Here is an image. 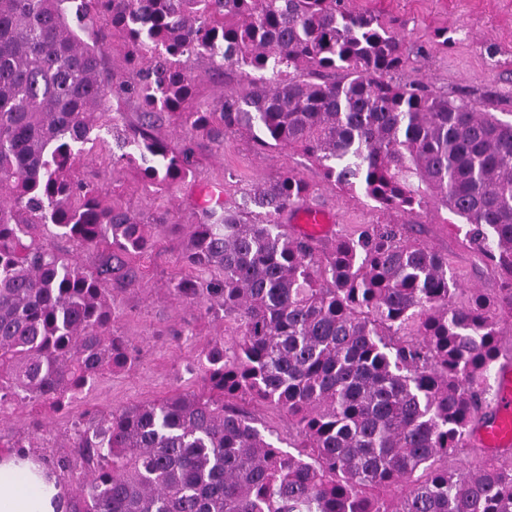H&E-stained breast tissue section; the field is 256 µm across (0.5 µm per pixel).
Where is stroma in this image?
<instances>
[{
  "mask_svg": "<svg viewBox=\"0 0 512 512\" xmlns=\"http://www.w3.org/2000/svg\"><path fill=\"white\" fill-rule=\"evenodd\" d=\"M357 11H371L394 21L408 54L397 71V82L422 81L449 98L468 97L478 108L512 113V0H349ZM447 29L453 42L434 43L436 30ZM195 99L216 104L223 92L244 91L246 81L223 72L208 59L195 62ZM156 134L172 145L191 140L198 160L195 181L158 189L139 171L112 159L113 136H106L88 156L79 178L94 182L109 200L122 203L143 220H151L156 197H163L173 223L160 245L150 273L136 287L114 292L120 315L112 324L114 335L128 339L138 351L136 365L101 378L88 392L58 410L18 409L0 415V429L15 438H26L33 421H40L45 442L39 454L71 455L73 424L85 411L105 415L134 404L161 400L178 392L197 389L199 377L186 367L200 353L206 340L224 334L219 319L200 317L195 306L176 300L167 285L170 279L191 274L176 249L198 207L217 186L224 189L226 206L242 205L247 190L262 180L285 173L303 179L311 188L310 203L334 214L335 222L321 242L331 241L358 224H407L418 242L447 255L450 269L466 288L493 293L498 278L470 253L462 232L446 223L443 211L413 214L381 213L360 194H340L327 184L319 166L286 148L255 149L244 135L229 133L223 147H216L190 127L166 123ZM191 324L196 337L177 330Z\"/></svg>",
  "mask_w": 512,
  "mask_h": 512,
  "instance_id": "35a3bbf8",
  "label": "stroma"
}]
</instances>
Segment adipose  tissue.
Listing matches in <instances>:
<instances>
[{"mask_svg": "<svg viewBox=\"0 0 512 512\" xmlns=\"http://www.w3.org/2000/svg\"><path fill=\"white\" fill-rule=\"evenodd\" d=\"M66 490L26 449L0 452V512H65Z\"/></svg>", "mask_w": 512, "mask_h": 512, "instance_id": "obj_1", "label": "adipose tissue"}]
</instances>
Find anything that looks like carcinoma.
<instances>
[{"label":"carcinoma","instance_id":"obj_1","mask_svg":"<svg viewBox=\"0 0 512 512\" xmlns=\"http://www.w3.org/2000/svg\"><path fill=\"white\" fill-rule=\"evenodd\" d=\"M106 17L140 63L112 83ZM201 58L248 79L215 109L195 102ZM403 41L345 0H0V410L60 409L137 362L112 334L116 289L147 276L168 227L144 224L75 176L121 97L141 105L116 157L167 187L195 178V151L157 137L180 122L224 147L289 148L337 191L384 212L443 209L500 279L463 288L448 256L404 224H361L323 249L282 217L310 187L259 182L234 209L209 193L181 243L198 275L177 299L221 314L187 371L203 390L75 424L53 467L66 512H512V448L475 441L495 366L512 365V120L422 82H395ZM343 72L341 80L329 74ZM95 251L91 267L41 231ZM288 417L274 445L244 403Z\"/></svg>","mask_w":512,"mask_h":512}]
</instances>
